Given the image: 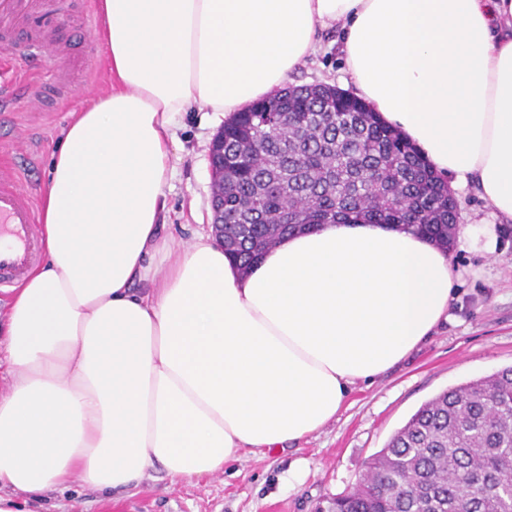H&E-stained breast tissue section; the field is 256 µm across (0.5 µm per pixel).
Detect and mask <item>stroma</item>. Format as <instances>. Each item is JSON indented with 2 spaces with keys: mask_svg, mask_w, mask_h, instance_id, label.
Masks as SVG:
<instances>
[{
  "mask_svg": "<svg viewBox=\"0 0 512 512\" xmlns=\"http://www.w3.org/2000/svg\"><path fill=\"white\" fill-rule=\"evenodd\" d=\"M55 19L66 47L69 94L54 91L56 63L25 50L26 31H16L8 56L16 78L0 98V159L21 146L20 174L30 196L47 178L60 132L88 95L109 87L106 52L95 31L77 22L87 0H71ZM341 32L330 30L321 49L293 76L296 85L346 88ZM224 125L221 114L196 107L176 120L166 192V233L188 245L213 222L209 146ZM461 224L472 233L457 238L450 259L455 283L447 322L438 325L401 363L372 384H356L347 407L298 446L249 455L225 466L207 484L173 481L151 471L135 488L101 499L80 484L40 504L42 512H315L326 496L348 492L367 470L371 455L416 410L440 392L512 366V220L494 215L474 185L454 188ZM496 228L497 245L486 250L484 225Z\"/></svg>",
  "mask_w": 512,
  "mask_h": 512,
  "instance_id": "35a3bbf8",
  "label": "stroma"
}]
</instances>
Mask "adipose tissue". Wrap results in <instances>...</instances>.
<instances>
[{"label":"adipose tissue","instance_id":"adipose-tissue-1","mask_svg":"<svg viewBox=\"0 0 512 512\" xmlns=\"http://www.w3.org/2000/svg\"><path fill=\"white\" fill-rule=\"evenodd\" d=\"M113 85L73 113L39 191L44 258L0 309V512L73 482L204 481L299 443L448 317L457 274L410 230L330 223L249 274L162 235L172 127L233 117L342 25L357 94L512 219V0H98Z\"/></svg>","mask_w":512,"mask_h":512}]
</instances>
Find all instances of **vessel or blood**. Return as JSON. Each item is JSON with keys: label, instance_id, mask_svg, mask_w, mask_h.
Here are the masks:
<instances>
[{"label": "vessel or blood", "instance_id": "obj_1", "mask_svg": "<svg viewBox=\"0 0 512 512\" xmlns=\"http://www.w3.org/2000/svg\"><path fill=\"white\" fill-rule=\"evenodd\" d=\"M64 0H0V33L28 26L34 31L29 47L37 52H61L55 29L47 24L59 15ZM37 219L33 200L15 176L0 177V287L14 284L38 256Z\"/></svg>", "mask_w": 512, "mask_h": 512}]
</instances>
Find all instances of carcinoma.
<instances>
[{
	"label": "carcinoma",
	"mask_w": 512,
	"mask_h": 512,
	"mask_svg": "<svg viewBox=\"0 0 512 512\" xmlns=\"http://www.w3.org/2000/svg\"><path fill=\"white\" fill-rule=\"evenodd\" d=\"M222 133L224 251L242 272L281 237L329 222L402 225L453 250L448 183L364 100L279 89ZM316 512H512V368L426 401Z\"/></svg>",
	"instance_id": "obj_1"
}]
</instances>
